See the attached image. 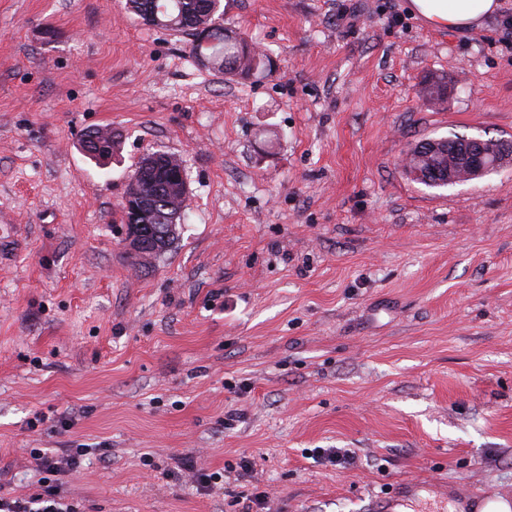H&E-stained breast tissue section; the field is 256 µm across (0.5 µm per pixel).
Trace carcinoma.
<instances>
[{
	"instance_id": "1",
	"label": "carcinoma",
	"mask_w": 512,
	"mask_h": 512,
	"mask_svg": "<svg viewBox=\"0 0 512 512\" xmlns=\"http://www.w3.org/2000/svg\"><path fill=\"white\" fill-rule=\"evenodd\" d=\"M127 8L140 19L147 13L157 12L158 27L190 37L192 54L205 57L208 67L226 77L248 79L252 74L271 72V58L267 54L253 49L243 52L242 44L246 40L216 21L221 0H127ZM93 134L100 143L99 158L112 157L119 148L120 135L114 134L108 139L99 137L96 130ZM418 157L416 167L422 172L448 168L447 149L443 147L431 154L420 152ZM133 175L140 176L147 195L153 197L158 219H163L166 207L172 204L166 189L142 171L140 165Z\"/></svg>"
}]
</instances>
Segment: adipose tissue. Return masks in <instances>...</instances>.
Wrapping results in <instances>:
<instances>
[{"instance_id": "obj_1", "label": "adipose tissue", "mask_w": 512, "mask_h": 512, "mask_svg": "<svg viewBox=\"0 0 512 512\" xmlns=\"http://www.w3.org/2000/svg\"><path fill=\"white\" fill-rule=\"evenodd\" d=\"M412 12L438 30L479 27L499 8L497 0H410Z\"/></svg>"}]
</instances>
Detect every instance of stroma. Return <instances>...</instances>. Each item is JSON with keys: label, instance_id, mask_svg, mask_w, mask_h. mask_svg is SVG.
Segmentation results:
<instances>
[{"label": "stroma", "instance_id": "stroma-1", "mask_svg": "<svg viewBox=\"0 0 512 512\" xmlns=\"http://www.w3.org/2000/svg\"><path fill=\"white\" fill-rule=\"evenodd\" d=\"M499 2L459 32L407 0H223L274 63L228 82L126 0H0V490L39 493L30 449L84 444V512L512 501V167L402 168L424 139H512ZM105 127L102 166L80 140ZM158 151L190 202L143 263L122 204Z\"/></svg>", "mask_w": 512, "mask_h": 512}]
</instances>
